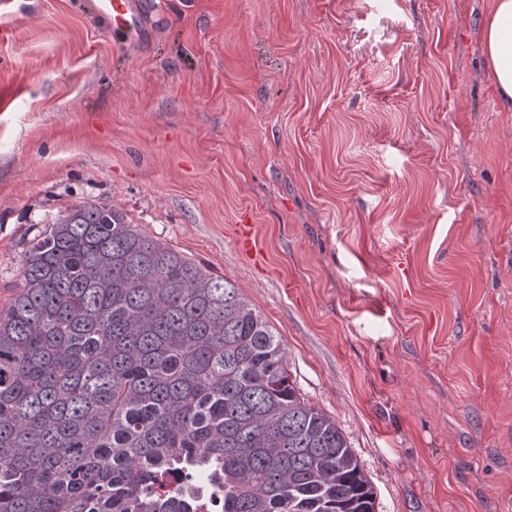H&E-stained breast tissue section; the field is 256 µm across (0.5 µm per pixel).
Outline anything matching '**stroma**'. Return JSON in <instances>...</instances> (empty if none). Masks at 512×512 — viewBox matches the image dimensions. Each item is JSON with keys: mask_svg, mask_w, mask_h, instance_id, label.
Segmentation results:
<instances>
[{"mask_svg": "<svg viewBox=\"0 0 512 512\" xmlns=\"http://www.w3.org/2000/svg\"><path fill=\"white\" fill-rule=\"evenodd\" d=\"M82 0L0 10V310L87 200L233 282L376 512H512V112L492 0ZM254 224L260 258L235 226ZM144 0H86L87 16L117 32L125 39V49L139 50L153 36V21ZM483 51L501 102L512 112V0H492L481 26Z\"/></svg>", "mask_w": 512, "mask_h": 512, "instance_id": "35a3bbf8", "label": "stroma"}]
</instances>
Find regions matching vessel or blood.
Listing matches in <instances>:
<instances>
[{
  "label": "vessel or blood",
  "mask_w": 512,
  "mask_h": 512,
  "mask_svg": "<svg viewBox=\"0 0 512 512\" xmlns=\"http://www.w3.org/2000/svg\"><path fill=\"white\" fill-rule=\"evenodd\" d=\"M87 16L121 34L126 50L140 49L153 36V21L143 0H86Z\"/></svg>",
  "instance_id": "obj_1"
}]
</instances>
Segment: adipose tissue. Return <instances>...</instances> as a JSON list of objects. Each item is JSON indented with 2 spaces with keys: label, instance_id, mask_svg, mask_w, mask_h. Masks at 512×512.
<instances>
[{
  "label": "adipose tissue",
  "instance_id": "obj_1",
  "mask_svg": "<svg viewBox=\"0 0 512 512\" xmlns=\"http://www.w3.org/2000/svg\"><path fill=\"white\" fill-rule=\"evenodd\" d=\"M483 51L506 111L512 112V0H492L481 26Z\"/></svg>",
  "mask_w": 512,
  "mask_h": 512
}]
</instances>
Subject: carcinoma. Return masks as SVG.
Listing matches in <instances>:
<instances>
[{
  "label": "carcinoma",
  "instance_id": "1",
  "mask_svg": "<svg viewBox=\"0 0 512 512\" xmlns=\"http://www.w3.org/2000/svg\"><path fill=\"white\" fill-rule=\"evenodd\" d=\"M0 311V512H376L341 427L231 281L105 201L33 240Z\"/></svg>",
  "mask_w": 512,
  "mask_h": 512
}]
</instances>
